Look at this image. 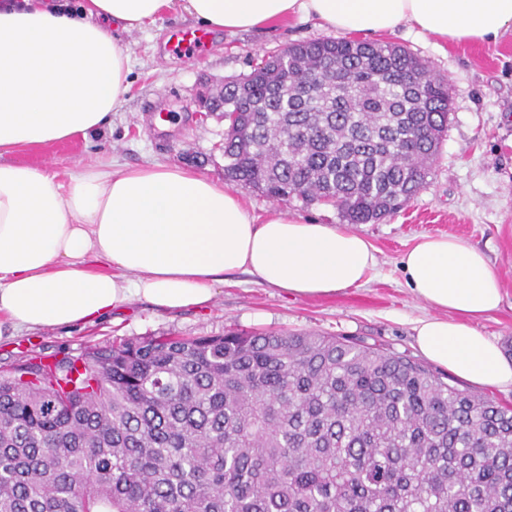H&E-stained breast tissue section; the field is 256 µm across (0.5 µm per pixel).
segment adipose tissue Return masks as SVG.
<instances>
[{
  "mask_svg": "<svg viewBox=\"0 0 512 512\" xmlns=\"http://www.w3.org/2000/svg\"><path fill=\"white\" fill-rule=\"evenodd\" d=\"M182 6L203 26L248 30L296 14L339 33L403 26L451 43L491 42L512 0H0V314L28 329L70 327L132 299L176 310L209 303L238 271L298 297L365 284L366 238L279 211L252 216L223 183L179 164L88 163L58 174L7 154L97 133L129 90L127 46ZM407 284L439 309L419 319L429 361L483 387L512 384V359L477 326L499 309L500 280L458 237L424 234L403 255Z\"/></svg>",
  "mask_w": 512,
  "mask_h": 512,
  "instance_id": "ef3b65f1",
  "label": "adipose tissue"
}]
</instances>
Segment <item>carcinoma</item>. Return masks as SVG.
<instances>
[{"label":"carcinoma","instance_id":"cac0c4a2","mask_svg":"<svg viewBox=\"0 0 512 512\" xmlns=\"http://www.w3.org/2000/svg\"><path fill=\"white\" fill-rule=\"evenodd\" d=\"M452 88L336 38L224 84V180L393 215L427 183ZM0 512H512V407L362 340L143 336L0 371Z\"/></svg>","mask_w":512,"mask_h":512}]
</instances>
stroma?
I'll list each match as a JSON object with an SVG mask.
<instances>
[{
  "mask_svg": "<svg viewBox=\"0 0 512 512\" xmlns=\"http://www.w3.org/2000/svg\"><path fill=\"white\" fill-rule=\"evenodd\" d=\"M195 25L191 16L175 9L130 33L112 27L128 47L130 88L109 124L89 139L15 152L9 161L57 172L96 161L176 163L223 180L224 121L201 108L204 82L242 77L268 54L293 43L328 39L334 32L296 16L251 30L213 31L210 48L200 56L164 55L173 32ZM391 40L448 79L453 103L448 135L427 184L397 214L351 227L376 249L377 267L367 283L329 296L293 298L237 272L226 276L204 308L166 311L136 299L72 327L19 330L5 323L0 325V365L27 354L75 355L136 336H219L230 330L343 336L417 359L421 353L413 323L432 310L408 288L401 258L422 234L453 235L485 252L501 281L503 302L477 325L499 345L511 343L512 28L491 42L454 44L404 26ZM238 193L258 216L276 207L308 223H343L328 204L276 203L247 187Z\"/></svg>",
  "mask_w": 512,
  "mask_h": 512,
  "instance_id": "obj_1",
  "label": "stroma"
}]
</instances>
